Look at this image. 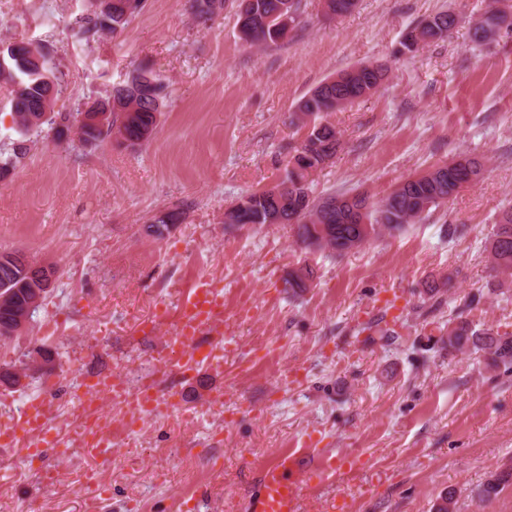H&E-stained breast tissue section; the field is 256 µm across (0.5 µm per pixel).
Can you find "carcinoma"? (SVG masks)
I'll use <instances>...</instances> for the list:
<instances>
[{"mask_svg":"<svg viewBox=\"0 0 512 512\" xmlns=\"http://www.w3.org/2000/svg\"><path fill=\"white\" fill-rule=\"evenodd\" d=\"M226 0H194L197 16L209 21L224 12ZM144 7V0H112V10L95 11L76 20L84 32L121 33L130 19ZM299 0H241L235 15L241 40L249 45L276 43L283 40L291 24L298 18ZM457 24L454 14L440 12L426 18L410 30L401 41L402 50L413 52L420 45L443 40ZM512 30V5L508 10L489 9L470 29L472 43L486 46L496 41L502 30ZM17 55L11 47L0 56V89L5 91L7 104L16 118L27 122V117L37 111L53 110L54 99L48 94L58 86L49 52L42 48L31 53L24 41L16 42ZM387 69L381 65L363 64L344 70L335 77L319 84L301 98L296 105L294 119L311 121L308 133L295 149L277 187L283 188L280 197L273 198V190L254 192L240 198L232 206L228 227L241 229L247 224L277 223L282 216L292 226L295 243L306 250L324 251L342 256L363 246L371 236L382 232L393 235L405 225L414 224L426 217L444 199L451 198L479 174L478 165L454 161L438 165L426 174L402 182L376 204H370L364 214L365 223L347 224L341 213L325 206L326 198L312 196L309 173L323 166L336 155L340 147L336 127L320 121L322 114L345 109L354 102L368 97L385 80ZM164 86L149 72L139 69L125 85L112 95L91 103V108L106 109L110 101L118 103L112 112V122L107 127L80 125V140L95 144L112 134L115 125H122L128 147L136 148L149 141L163 106ZM26 135L11 144L7 151H0V176L15 167L26 157ZM183 211L175 207L167 219L148 226V235L161 239L170 228L179 223ZM489 254L492 268L498 273L512 271V210L502 213L495 224ZM8 287L18 304L27 302L32 285L27 277L17 272L0 277V288ZM448 352L481 350L492 355L494 365L512 368V335L492 328L476 329L467 321L448 320V328L439 338ZM512 484V467L496 474L481 490L484 497H491L505 485Z\"/></svg>","mask_w":512,"mask_h":512,"instance_id":"obj_1","label":"carcinoma"}]
</instances>
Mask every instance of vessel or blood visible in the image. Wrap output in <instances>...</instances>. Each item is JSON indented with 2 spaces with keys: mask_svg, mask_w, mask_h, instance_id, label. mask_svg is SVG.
<instances>
[{
  "mask_svg": "<svg viewBox=\"0 0 512 512\" xmlns=\"http://www.w3.org/2000/svg\"><path fill=\"white\" fill-rule=\"evenodd\" d=\"M223 321V286L210 278L197 280L178 300L169 350L159 357L158 371L184 374L211 364L215 354L236 351L237 342L220 332ZM88 393L95 398H123L127 416L137 421L142 419L144 411H159L172 404L166 392L131 391L115 376L90 386ZM21 431L33 441H40L49 431L48 420L44 414L36 412L24 415L19 423L1 426L0 447H14ZM353 462V456L339 457L325 450L312 454L305 448L286 449L263 467L249 498L247 512H299L300 501L311 485L335 484L343 468Z\"/></svg>",
  "mask_w": 512,
  "mask_h": 512,
  "instance_id": "1",
  "label": "vessel or blood"
}]
</instances>
